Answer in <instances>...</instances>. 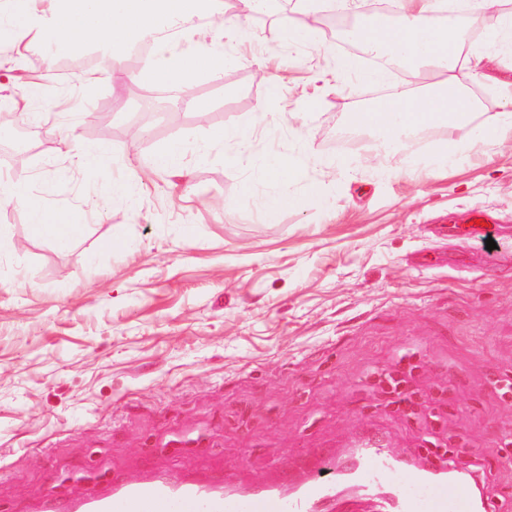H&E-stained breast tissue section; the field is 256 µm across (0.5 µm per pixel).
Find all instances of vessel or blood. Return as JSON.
I'll return each mask as SVG.
<instances>
[{"label": "vessel or blood", "instance_id": "b4317fda", "mask_svg": "<svg viewBox=\"0 0 512 512\" xmlns=\"http://www.w3.org/2000/svg\"><path fill=\"white\" fill-rule=\"evenodd\" d=\"M465 236L488 237L491 215L474 210L464 216ZM359 483L369 493L388 492L398 512H478L471 488L422 470H403L378 443L362 449L353 467L338 470L335 460H318L309 475L280 473L271 483L243 491L228 490L223 480L196 482L159 471L139 480L113 477L104 490L59 499L46 494L35 512H319L334 490L336 476Z\"/></svg>", "mask_w": 512, "mask_h": 512}]
</instances>
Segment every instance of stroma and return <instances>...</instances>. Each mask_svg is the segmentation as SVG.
<instances>
[{"mask_svg": "<svg viewBox=\"0 0 512 512\" xmlns=\"http://www.w3.org/2000/svg\"><path fill=\"white\" fill-rule=\"evenodd\" d=\"M368 13L397 15L370 0L329 9L315 43L290 49L271 9L237 45L238 64L194 88L202 112L169 86H79L75 75L104 55L93 42L51 65L36 42L20 62L0 57L17 75L12 94L47 78L40 141L0 146V170L30 174L32 198L85 225L59 249L32 233L22 206L0 204L1 506L20 512L47 491L69 498L160 465L247 486L271 464L293 470L312 449L339 453L364 434L398 454L439 434L465 440L489 469L486 495L512 512V132L436 170V143L466 141L467 129L428 127L377 171L370 134L347 118L378 91L336 78L338 59L365 68L369 52L334 22ZM454 20L457 79L495 113L512 89V51L486 46L501 18L467 0ZM265 73L282 82L284 119L261 126ZM251 125L245 154L305 146L300 181H324L323 196L269 224L224 146L187 178L143 165L170 140ZM70 126L109 145V166L71 165ZM339 158L352 168L325 179ZM121 176L133 200L103 191ZM474 208L496 216V249L436 221Z\"/></svg>", "mask_w": 512, "mask_h": 512, "instance_id": "obj_1", "label": "stroma"}]
</instances>
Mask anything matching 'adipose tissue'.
I'll return each instance as SVG.
<instances>
[{
	"instance_id": "ef3b65f1",
	"label": "adipose tissue",
	"mask_w": 512,
	"mask_h": 512,
	"mask_svg": "<svg viewBox=\"0 0 512 512\" xmlns=\"http://www.w3.org/2000/svg\"><path fill=\"white\" fill-rule=\"evenodd\" d=\"M355 2L300 0L297 15L282 21L285 42L291 46L313 42L319 11L329 7L344 10ZM463 2L404 0L393 23H367L352 30V39L363 42L375 55L400 59L415 67L427 66L440 74L423 94L394 91L364 110L349 113L351 126L376 135L381 153L397 151L418 129L448 122L468 125L469 140L474 145L496 140L505 130H512V92L503 95L499 112L478 122L474 119L476 100L455 77L462 45L452 15ZM219 4L220 0H54L53 10L46 15L38 9L37 0H0V43H9L20 54L36 40L50 48L75 50L91 39L108 47L101 70L116 81L120 78L115 67L117 58L128 49L149 42L153 54L137 74V81L166 84L188 93L200 83L221 78L236 63L228 43L250 36L248 19L228 17L224 20V46L172 51L169 29L201 17ZM191 153L202 160L207 148L191 146L184 140L170 141L148 156L144 164L152 170L185 176L189 173L185 159ZM307 161V154L301 150L249 157L251 177L245 190L262 196L268 222H276L282 211L301 208L307 198L322 194V184H297ZM27 183L28 176L22 172L0 176V202L22 205L31 230L53 244L72 240L81 232L77 222L30 200Z\"/></svg>"
}]
</instances>
